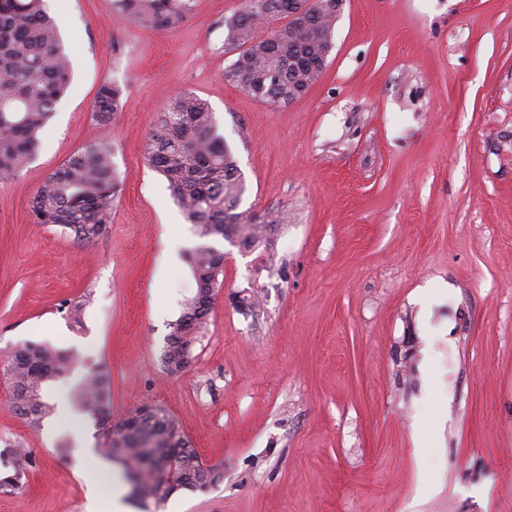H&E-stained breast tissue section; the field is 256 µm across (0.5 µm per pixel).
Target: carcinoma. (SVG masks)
<instances>
[{"label":"carcinoma","mask_w":512,"mask_h":512,"mask_svg":"<svg viewBox=\"0 0 512 512\" xmlns=\"http://www.w3.org/2000/svg\"><path fill=\"white\" fill-rule=\"evenodd\" d=\"M312 27L297 38L288 35V7L284 0H242L240 9L224 20L225 50L235 53L224 69V81L268 104L288 103L294 86L313 84L321 77L333 49L336 0H318ZM114 6L140 26L170 31L192 13L193 0H113ZM282 21L263 35L260 22ZM71 87V62L60 41L57 20L46 0H0V177H11L36 156L41 134L57 105ZM122 108V89L102 85L92 104L98 123H107ZM144 158L167 182L185 221L201 238L235 240L250 248L264 237L265 223L239 210L246 191L234 154L224 142L209 102L193 91L178 92L157 112L146 137ZM121 182L108 142L94 141L69 157L37 188L30 204L32 223L54 225L79 242L102 236L111 223ZM224 253L212 245L189 256L196 291L186 300L182 315L171 326L161 361L175 372V357H192L206 324L214 288L224 271ZM74 358L47 345L24 344L3 365L11 394V408L37 428L48 404L44 386L67 373ZM110 381L102 372L81 380V405L99 408L96 453L122 468L126 482L141 479V491L131 490L148 512H158L175 492L201 490L212 484L214 469L203 467L175 419L162 407L133 422L123 419L112 429L105 412ZM30 462L25 448L0 454L6 472L0 489L15 488Z\"/></svg>","instance_id":"1"}]
</instances>
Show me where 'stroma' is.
<instances>
[{
    "instance_id": "stroma-1",
    "label": "stroma",
    "mask_w": 512,
    "mask_h": 512,
    "mask_svg": "<svg viewBox=\"0 0 512 512\" xmlns=\"http://www.w3.org/2000/svg\"><path fill=\"white\" fill-rule=\"evenodd\" d=\"M48 5L73 83L35 159L0 179V362L46 344L80 358L46 396L98 368L113 420L165 408L216 479L160 512H512V0H345L321 78L275 106L222 77L241 0H194L168 32L112 0ZM105 81L124 106L100 124ZM181 90L208 100L242 209L288 220L253 248L216 241L207 325L171 374L161 354L204 240L143 143ZM94 140L122 182L106 233L32 224L36 188ZM9 402L0 380V448L31 461L0 512H84L91 414L70 404L49 441Z\"/></svg>"
}]
</instances>
